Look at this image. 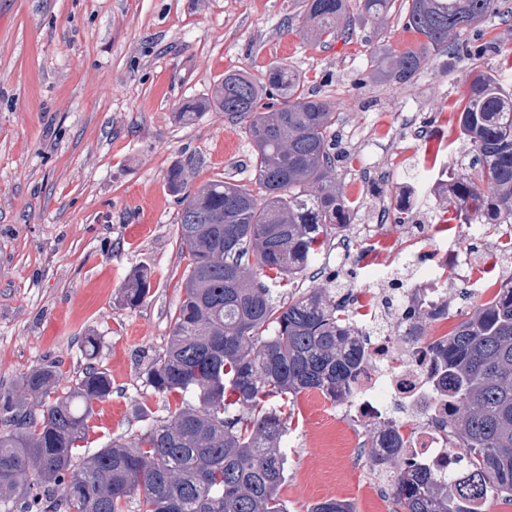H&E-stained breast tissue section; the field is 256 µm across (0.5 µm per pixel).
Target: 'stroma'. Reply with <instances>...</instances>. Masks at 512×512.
<instances>
[{"label": "stroma", "mask_w": 512, "mask_h": 512, "mask_svg": "<svg viewBox=\"0 0 512 512\" xmlns=\"http://www.w3.org/2000/svg\"><path fill=\"white\" fill-rule=\"evenodd\" d=\"M349 23L350 37L324 43L304 27L302 0H0V393L49 363L68 391L93 333L112 394L89 421L84 454L135 440L179 404L143 374L169 341L190 263L181 196L167 174L182 167L193 190L214 180L251 184L255 172L243 121L207 111L185 124L176 112L210 96L228 72L261 77L286 66L305 93L335 108L336 180L357 207L317 268L367 296L388 282L410 290L433 253L464 243L448 265V314L425 325L433 339L492 298L512 276V223L454 220L445 194L417 175L438 153L449 171L467 170L458 104L474 66L512 92V20L491 16L465 37L473 54L433 60L408 87L373 66L415 41L399 8L377 21L355 10ZM381 212L372 247L362 229ZM139 270L150 275V293L123 307ZM346 411L315 392L288 401L280 494L289 512L330 498L355 512H394L390 494L372 487L373 470L349 464Z\"/></svg>", "instance_id": "stroma-1"}]
</instances>
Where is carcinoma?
Segmentation results:
<instances>
[{"mask_svg":"<svg viewBox=\"0 0 512 512\" xmlns=\"http://www.w3.org/2000/svg\"><path fill=\"white\" fill-rule=\"evenodd\" d=\"M305 23L321 39L348 34L351 0H304ZM395 0H358L371 20ZM504 0H408L414 47L388 53L377 69L411 84L428 60L448 54L451 39L494 14ZM219 110L247 123L255 184L211 181L184 192L180 240L190 257L183 294L162 353L145 368L161 394L189 395L134 442L112 440L80 454L95 404L112 394L108 374L89 363L75 386L56 395L53 364L33 368L0 395V512H288L280 496L288 459L286 399L318 392L331 402L353 396L364 362L363 333L336 277L282 302L276 287L310 270L329 232L347 223L353 202L336 181L334 107L304 93L298 75L273 68L265 79L227 73L210 97L182 104L189 123ZM459 128L471 145L472 172L448 181L455 219L499 224L512 218V95L492 74L473 69L459 103ZM150 291L139 272L123 290L135 308ZM448 313L416 306L407 335L432 350L438 386L453 407L448 423L459 450L443 479L407 459L398 431L373 440L368 462L389 479L396 512H486L512 502V277L448 336L430 339L423 322ZM61 486L64 494L53 489ZM309 512H353L328 499Z\"/></svg>","mask_w":512,"mask_h":512,"instance_id":"obj_1","label":"carcinoma"}]
</instances>
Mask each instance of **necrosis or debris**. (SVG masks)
<instances>
[{
	"mask_svg": "<svg viewBox=\"0 0 512 512\" xmlns=\"http://www.w3.org/2000/svg\"><path fill=\"white\" fill-rule=\"evenodd\" d=\"M367 361L352 387V421L366 431L407 419L403 451L433 473L452 471L454 450L449 443L447 396L438 393L435 360L424 347L411 343L396 328L366 337Z\"/></svg>",
	"mask_w": 512,
	"mask_h": 512,
	"instance_id": "necrosis-or-debris-1",
	"label": "necrosis or debris"
}]
</instances>
